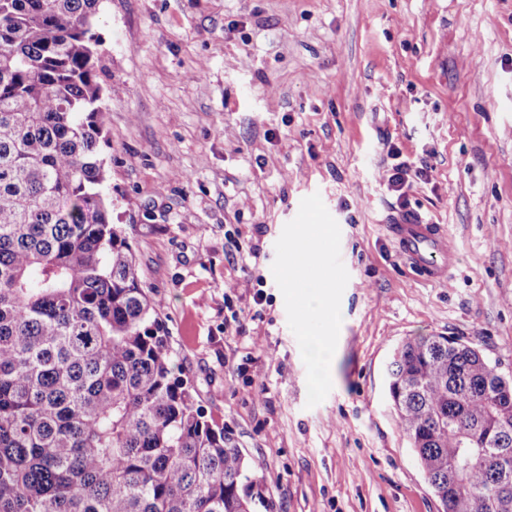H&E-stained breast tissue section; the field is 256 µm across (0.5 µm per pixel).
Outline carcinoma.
<instances>
[{"instance_id": "cac0c4a2", "label": "carcinoma", "mask_w": 512, "mask_h": 512, "mask_svg": "<svg viewBox=\"0 0 512 512\" xmlns=\"http://www.w3.org/2000/svg\"><path fill=\"white\" fill-rule=\"evenodd\" d=\"M99 5L0 0V512H253L102 195ZM389 394L441 512H512V379L433 335Z\"/></svg>"}]
</instances>
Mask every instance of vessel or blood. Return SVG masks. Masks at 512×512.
<instances>
[{"label": "vessel or blood", "instance_id": "obj_1", "mask_svg": "<svg viewBox=\"0 0 512 512\" xmlns=\"http://www.w3.org/2000/svg\"><path fill=\"white\" fill-rule=\"evenodd\" d=\"M388 230L401 254L429 281L443 280L457 262V252L448 242L443 225L407 214L389 224Z\"/></svg>", "mask_w": 512, "mask_h": 512}]
</instances>
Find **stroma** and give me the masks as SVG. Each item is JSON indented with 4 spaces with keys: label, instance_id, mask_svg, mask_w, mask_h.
Returning a JSON list of instances; mask_svg holds the SVG:
<instances>
[{
    "label": "stroma",
    "instance_id": "obj_1",
    "mask_svg": "<svg viewBox=\"0 0 512 512\" xmlns=\"http://www.w3.org/2000/svg\"><path fill=\"white\" fill-rule=\"evenodd\" d=\"M95 30L102 194L176 376L265 472L255 512H438L386 366L442 334L512 378V0H102ZM396 151L458 253L444 281L388 231ZM305 222L333 237L289 281Z\"/></svg>",
    "mask_w": 512,
    "mask_h": 512
}]
</instances>
